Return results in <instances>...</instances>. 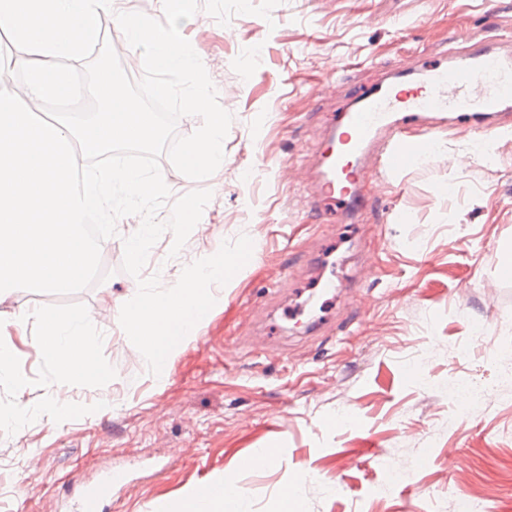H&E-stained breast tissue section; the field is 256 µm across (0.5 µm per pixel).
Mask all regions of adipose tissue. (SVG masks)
I'll return each mask as SVG.
<instances>
[{
  "instance_id": "ef3b65f1",
  "label": "adipose tissue",
  "mask_w": 512,
  "mask_h": 512,
  "mask_svg": "<svg viewBox=\"0 0 512 512\" xmlns=\"http://www.w3.org/2000/svg\"><path fill=\"white\" fill-rule=\"evenodd\" d=\"M38 323L40 331L34 340L37 351L64 372H81L93 343L82 320L42 313L38 316Z\"/></svg>"
}]
</instances>
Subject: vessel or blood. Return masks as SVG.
<instances>
[{"instance_id": "obj_1", "label": "vessel or blood", "mask_w": 512, "mask_h": 512, "mask_svg": "<svg viewBox=\"0 0 512 512\" xmlns=\"http://www.w3.org/2000/svg\"><path fill=\"white\" fill-rule=\"evenodd\" d=\"M410 88L396 87L363 93L358 107L339 120L336 157L320 170L310 194L312 203L356 196L367 177L419 161L435 147L434 136L411 140L408 125L427 126L430 115L457 114L462 122L499 119L512 109V53L470 39L467 46L449 51L446 63L428 66ZM125 481L114 471L88 488L75 512H98Z\"/></svg>"}]
</instances>
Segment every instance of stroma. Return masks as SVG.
Returning a JSON list of instances; mask_svg holds the SVG:
<instances>
[{
  "label": "stroma",
  "instance_id": "35a3bbf8",
  "mask_svg": "<svg viewBox=\"0 0 512 512\" xmlns=\"http://www.w3.org/2000/svg\"><path fill=\"white\" fill-rule=\"evenodd\" d=\"M180 30L233 121L208 179L162 160L172 197L211 190L207 229L173 259L164 233L142 274L170 284L256 224L253 256L163 378L116 307L136 283L121 265L137 217L103 242L105 281L68 295L0 294V317L29 315L24 334L0 337L26 382L20 393L0 381V413L29 407L21 427L0 426V512H67L73 489L111 468L128 483L99 512H171L219 480L242 489L248 512H280L295 481L305 512H456L477 491L489 512H512V384L478 411L448 396L450 381L492 382L497 361L512 358V276L498 264L512 251V131L442 133L441 152L368 180L356 219L303 201L332 114L468 38L506 46L512 0H200ZM488 139L494 158L457 164ZM328 257L335 329L312 337L284 314L311 295ZM39 312L88 317L96 342L80 381L64 384L32 348ZM62 385L73 410L55 417ZM262 448L274 463L244 468ZM452 448L468 466H448ZM388 457L406 477L381 498Z\"/></svg>",
  "mask_w": 512,
  "mask_h": 512
}]
</instances>
